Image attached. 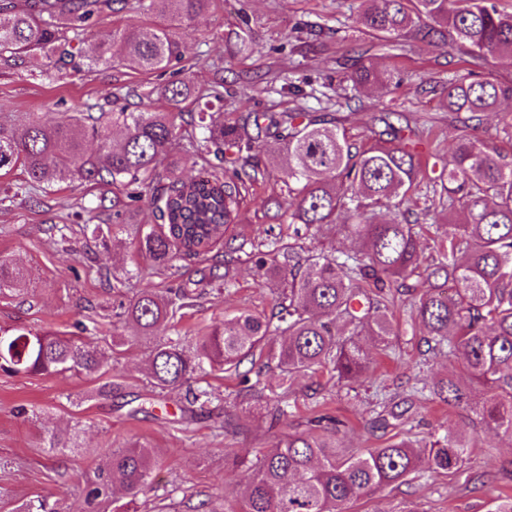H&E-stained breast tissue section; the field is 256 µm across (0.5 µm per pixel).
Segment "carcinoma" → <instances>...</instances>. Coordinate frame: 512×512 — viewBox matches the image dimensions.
Instances as JSON below:
<instances>
[{
    "label": "carcinoma",
    "mask_w": 512,
    "mask_h": 512,
    "mask_svg": "<svg viewBox=\"0 0 512 512\" xmlns=\"http://www.w3.org/2000/svg\"><path fill=\"white\" fill-rule=\"evenodd\" d=\"M112 0H33L18 11L12 0L0 3V57L15 61L41 56L66 63L71 57L68 30L79 35ZM215 0H137L136 10L152 13L160 23H131L96 43L84 55L89 70L110 69L129 60L148 74L167 70L182 59L176 29L204 14ZM357 17L383 47L403 40L453 43L473 59L512 60V13L496 0H358ZM355 89L385 87L392 75L362 53L346 67ZM171 110L130 109L113 94L108 112H72L62 118L28 115L19 126L0 121V171L21 166L26 174L16 193L79 180L112 187V223L87 224L83 235L108 247L118 233L133 229L137 253L166 273L185 260L205 261L224 229L236 223L240 204L258 177L252 161L254 138L224 123L212 111L223 100L215 90L197 91L191 72L154 89ZM204 102L191 115L189 152L204 160V172L182 176V161L170 156L181 105ZM512 101V83L481 79L472 70L448 79L442 104L478 130L488 112ZM400 112L378 118L384 129L366 149H357L345 134L328 126L315 112H256L257 134L269 138L262 152L288 162V195L293 197L290 223L320 230L336 223L342 209L353 222L340 225L357 247L301 256L294 246L257 229L254 238L224 242V287L236 280L241 256L254 262L262 277L278 286L276 312L266 317L244 310L193 330L194 346L161 332L176 326L182 310L200 296L194 281L156 290L142 288L123 297L132 273L112 274V307L122 329L100 346L50 331L0 330V370L7 373L93 375L118 349L145 341L153 387H181L210 368L239 373L255 356L279 370L281 384L324 371L357 380L367 375L357 337L368 335L386 348L393 326L390 307L399 301L415 311L428 349L448 358L452 369L383 408L372 427L405 428L413 420L411 400L427 397L451 407L468 406L478 387L489 396L477 408L481 423L512 436V160L488 150L485 140L465 134L448 147L441 169L423 157H437L418 130L402 123ZM98 149H86L87 140ZM248 156L241 157L242 153ZM166 179L162 191L154 183ZM426 183L425 200L448 201V230L435 233L433 254L426 260L417 225L397 219L377 221L366 213L400 208ZM150 196L158 223L142 224L139 202ZM426 277L409 282L418 270ZM27 273L0 257V292L21 293ZM453 287L448 294L445 288ZM340 421L328 415L310 420L306 430L279 438L251 469L240 512H347L368 493L399 486L426 472L462 474L475 436L450 433L429 447L402 437L361 453L338 438ZM158 466L150 448L111 452L99 481L83 489L87 504L108 498L116 486L136 497Z\"/></svg>",
    "instance_id": "cac0c4a2"
}]
</instances>
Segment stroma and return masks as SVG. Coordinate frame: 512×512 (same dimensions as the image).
<instances>
[{
	"instance_id": "obj_1",
	"label": "stroma",
	"mask_w": 512,
	"mask_h": 512,
	"mask_svg": "<svg viewBox=\"0 0 512 512\" xmlns=\"http://www.w3.org/2000/svg\"><path fill=\"white\" fill-rule=\"evenodd\" d=\"M356 0H218L208 13L185 22L177 31L184 45V66L192 68L197 87L208 92L222 85L224 99L214 109L228 123H243L251 112L318 111L316 98L296 90L312 85L317 95L349 98V106H335L328 117L340 120L351 142L369 147L374 115L388 110L404 113L426 140L448 148L463 125L442 108L436 87L456 68V47L427 42L407 43L400 55L380 56L379 68L393 81L386 89L353 90L342 79V64L372 44L356 22ZM249 26L252 43L238 53L229 31ZM170 73L144 74L130 63L97 71L77 70L69 64L50 68L47 60L22 63L0 60V121L21 123L25 114L59 117L93 106H106L107 92L128 96L134 108L166 110L164 100L151 95L152 86L170 80ZM20 171L0 176V256L13 259L30 275V292L0 293V328L52 331L81 336L83 329L99 336L112 333V271L131 270L128 293L165 288L169 281L156 274L151 262L138 254L129 235L108 249L86 242L85 224L98 223L101 203L111 198L106 187L77 181L16 195ZM288 203V166L285 160L268 165L230 225L232 236L247 237L252 227L265 224L289 237L287 218H273L270 200ZM69 225L67 234L55 225ZM224 261V245L216 243L211 264L183 263L184 278L198 281L202 292L184 311L178 327L184 344H192L193 327L241 309L270 314L277 297L252 266H241L232 288L214 278L213 267ZM407 311L396 313L395 354H387L371 337H361L373 370L369 379L334 380L317 387L311 378L278 386L270 370L253 372L244 362L247 379L230 373L205 375L204 387L213 400L197 409L190 432L177 421L186 401L184 389L153 395L146 374L148 343L127 346L112 358L109 379L119 389L111 398L94 395L100 378L8 374L0 371V512H15L36 497L59 501L61 512H89L82 497L85 484L102 467L106 452L146 446L162 465L148 486L125 512H222L225 497H240L247 465L255 463L272 441L284 433L303 430L315 402L325 412L348 418L347 448L362 452L393 439L395 429L370 432L368 420L379 412L383 399L403 394L414 380L443 373L445 357L429 353L420 327L407 323ZM284 409L280 422L270 413ZM413 432L424 442L451 431L476 436L469 453L468 474L436 473L409 483L372 492L353 504L350 512H395L401 502L417 504L421 512H488L498 493L512 495V481L504 475L512 464V439L495 436L481 424L473 409L452 408L432 401L415 402ZM239 423L238 434L224 431L225 418ZM55 433L76 435L78 447L50 450Z\"/></svg>"
}]
</instances>
